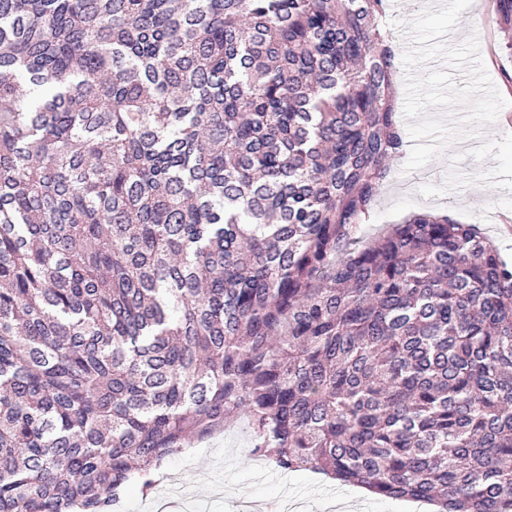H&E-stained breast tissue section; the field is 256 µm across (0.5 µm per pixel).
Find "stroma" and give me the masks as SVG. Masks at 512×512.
Wrapping results in <instances>:
<instances>
[{
	"instance_id": "stroma-1",
	"label": "stroma",
	"mask_w": 512,
	"mask_h": 512,
	"mask_svg": "<svg viewBox=\"0 0 512 512\" xmlns=\"http://www.w3.org/2000/svg\"><path fill=\"white\" fill-rule=\"evenodd\" d=\"M496 0H472L457 25L464 34H476L487 72L507 101L497 120L483 130L489 139L512 134V53L496 22ZM450 167L448 154H441L424 168L408 172L403 161L392 162L385 187L377 198L362 235L386 224H400L413 214H450L463 222L477 223L501 255L512 261V192L495 187L470 185L449 190L430 199L419 189L444 184ZM251 432L239 423L204 442H192L190 450L174 454L165 464L167 473L180 477V489L164 498L145 499L130 491L112 512H242L251 505L258 512H337V500L350 502L354 512H419L415 502L378 497L360 498L353 486L322 479L311 471H284L268 460L251 456Z\"/></svg>"
}]
</instances>
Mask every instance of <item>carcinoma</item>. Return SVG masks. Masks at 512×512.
I'll list each match as a JSON object with an SVG mask.
<instances>
[{"instance_id":"obj_1","label":"carcinoma","mask_w":512,"mask_h":512,"mask_svg":"<svg viewBox=\"0 0 512 512\" xmlns=\"http://www.w3.org/2000/svg\"><path fill=\"white\" fill-rule=\"evenodd\" d=\"M512 31V0H496ZM386 0H0V512L250 454L512 512V264L358 233L407 142Z\"/></svg>"}]
</instances>
